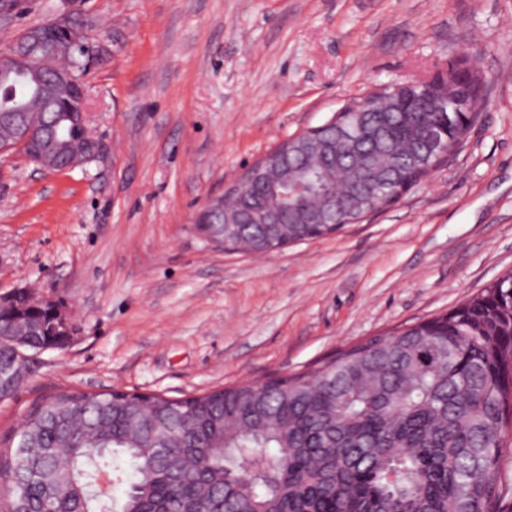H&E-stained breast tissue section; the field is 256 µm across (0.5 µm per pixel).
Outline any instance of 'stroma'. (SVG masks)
I'll return each instance as SVG.
<instances>
[{
  "label": "stroma",
  "instance_id": "stroma-1",
  "mask_svg": "<svg viewBox=\"0 0 512 512\" xmlns=\"http://www.w3.org/2000/svg\"><path fill=\"white\" fill-rule=\"evenodd\" d=\"M64 0H14L0 52ZM101 157L0 153V293L62 302L0 439L62 390L185 398L305 371L512 273V0H78ZM463 57L486 82L466 143L390 208L256 257L193 219L278 143Z\"/></svg>",
  "mask_w": 512,
  "mask_h": 512
}]
</instances>
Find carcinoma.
Returning a JSON list of instances; mask_svg holds the SVG:
<instances>
[{"instance_id": "1", "label": "carcinoma", "mask_w": 512, "mask_h": 512, "mask_svg": "<svg viewBox=\"0 0 512 512\" xmlns=\"http://www.w3.org/2000/svg\"><path fill=\"white\" fill-rule=\"evenodd\" d=\"M484 78L461 87L464 112H370L389 126L356 154L308 159L331 193H345L371 162L387 174L409 163L413 138L433 122L458 143L483 103ZM38 99V84L0 72V104ZM77 94L34 106L64 134L50 164L82 150ZM253 224L228 238H266ZM46 330L33 348L60 347L50 314L23 308ZM512 440V274L453 311L373 337L319 366L258 386L171 399L61 391L33 407L5 446L0 512H502L498 481ZM99 492L100 472L125 482Z\"/></svg>"}]
</instances>
